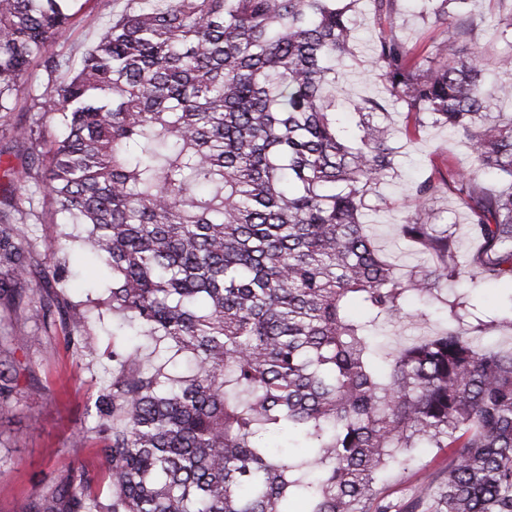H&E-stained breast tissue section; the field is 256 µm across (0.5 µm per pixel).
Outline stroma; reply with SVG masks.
Wrapping results in <instances>:
<instances>
[{"label": "stroma", "mask_w": 512, "mask_h": 512, "mask_svg": "<svg viewBox=\"0 0 512 512\" xmlns=\"http://www.w3.org/2000/svg\"><path fill=\"white\" fill-rule=\"evenodd\" d=\"M127 6L128 0H89L78 23L57 36L52 52L80 54ZM507 7L506 0H471L469 4L474 17L481 21L472 39L484 47L487 57H494L505 47L492 32ZM420 8L419 0H397L394 26L409 48L425 56L433 51L443 26L421 20ZM351 17L358 62L339 73L336 109L346 111V98L350 95L387 103V122L401 148L396 158L397 176L381 186L380 197L369 199L364 221L371 224L380 246L403 265L407 259L401 244L394 241L393 226L403 217L402 203L408 186L431 171L445 169L447 164H470L471 157L462 137L449 136L447 128L430 122L415 126L405 109L389 102L381 77L365 64L370 45L378 36L368 0H360ZM431 207L438 223L453 225L460 254H474L477 245L468 232L466 211L456 197L443 194ZM0 222L14 225L19 240L30 244L27 280L33 285L41 283L53 260L50 245L56 236L55 225L1 204ZM63 257L73 283L59 290L58 300L70 307L87 293L102 288L107 274L90 253L73 249L64 252ZM469 288L478 311L491 321L505 312L507 298L512 295V282L504 280L478 278ZM111 333L108 324L95 328L93 339L100 357L87 362L81 360L76 348L66 347L59 328H43L27 307L0 298V359L13 362L19 391L17 403L0 412V456L7 459L0 466V512H15L20 500L58 483L72 465L96 467L92 449L72 447L71 438L81 426L91 424L87 407L97 390L111 378L112 364L107 359L112 350ZM44 334L48 335L52 350L38 351L22 342L23 337Z\"/></svg>", "instance_id": "35a3bbf8"}]
</instances>
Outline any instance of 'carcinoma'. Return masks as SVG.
I'll list each match as a JSON object with an SVG mask.
<instances>
[{
    "label": "carcinoma",
    "mask_w": 512,
    "mask_h": 512,
    "mask_svg": "<svg viewBox=\"0 0 512 512\" xmlns=\"http://www.w3.org/2000/svg\"><path fill=\"white\" fill-rule=\"evenodd\" d=\"M90 0H0V113L27 90L35 121L9 168V202L37 185L58 222L109 273L61 321L88 356L109 314L112 380L78 430L99 470L65 479L18 512H512V348H484L475 305L443 295L475 278L512 280V119L493 123L512 83H483L486 55L458 50L448 4L434 56L393 32L396 0H372L383 28L369 65L419 121L467 140L473 167L417 181L398 235L424 255L401 269L362 223L392 176L385 105L353 101L355 136L336 112V79L353 56L358 0H130L79 56L49 52ZM42 59L44 88L28 83ZM450 192L480 248L457 255L431 200ZM30 253L0 224V296L21 297ZM43 287L67 288L56 259ZM411 300L422 308L406 316ZM360 305L364 315L353 313ZM438 331L386 351L385 325ZM151 341L150 356L124 328ZM17 392L0 372V411ZM420 448L446 451L411 492H379L383 470Z\"/></svg>",
    "instance_id": "cac0c4a2"
}]
</instances>
